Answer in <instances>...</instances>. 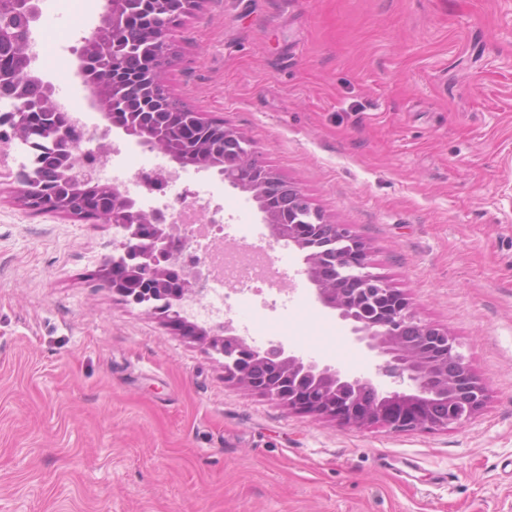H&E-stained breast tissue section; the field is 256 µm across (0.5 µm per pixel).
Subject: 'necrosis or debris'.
Returning <instances> with one entry per match:
<instances>
[{
    "label": "necrosis or debris",
    "mask_w": 512,
    "mask_h": 512,
    "mask_svg": "<svg viewBox=\"0 0 512 512\" xmlns=\"http://www.w3.org/2000/svg\"><path fill=\"white\" fill-rule=\"evenodd\" d=\"M85 161L102 180L125 188L157 212L163 222L183 225L187 233L183 259L189 265L204 268L209 288L206 298L193 309L195 320L223 322L233 309L253 306L256 292L264 288L268 291L264 312L252 314L240 327L246 335H263L268 313L275 312L280 317L276 332L285 331L288 295L276 286L267 249L249 244L248 226L237 228L245 248L225 249L223 206L212 204L210 197L201 192H173L174 182L164 166L153 161L132 164L126 152L119 149L103 156L88 154Z\"/></svg>",
    "instance_id": "1"
}]
</instances>
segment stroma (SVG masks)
<instances>
[{"label":"stroma","mask_w":512,"mask_h":512,"mask_svg":"<svg viewBox=\"0 0 512 512\" xmlns=\"http://www.w3.org/2000/svg\"><path fill=\"white\" fill-rule=\"evenodd\" d=\"M101 0L43 19L77 73ZM171 94L247 133L348 225L419 318L462 343L485 408L394 432L296 413L226 379L222 357L101 285L119 233L38 214L0 180V512H512V0H207L175 29ZM210 192L293 281L284 345L355 375L374 353L316 301L303 255L211 170Z\"/></svg>","instance_id":"35a3bbf8"}]
</instances>
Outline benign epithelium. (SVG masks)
<instances>
[{
	"label": "benign epithelium",
	"mask_w": 512,
	"mask_h": 512,
	"mask_svg": "<svg viewBox=\"0 0 512 512\" xmlns=\"http://www.w3.org/2000/svg\"><path fill=\"white\" fill-rule=\"evenodd\" d=\"M153 2L105 0L101 24L84 40L80 50V71L86 73L98 65L110 43L129 35V31L117 27L121 13L143 12ZM160 2L167 4L174 15L189 16L200 10L206 0ZM24 10L28 24L25 36L20 39L23 63L18 67L10 63L14 43L9 30L14 24L10 17L0 14V87L11 88L21 106L35 99L43 111L59 116L60 134L72 138L85 133L97 138V132H86L79 125L77 114L55 98L52 85L34 74L28 39L39 17L38 0H26ZM135 38L152 42L160 49L145 74L127 78L122 56L114 55L112 69L102 79L90 81L89 90L101 112L105 130L119 129L137 143L169 157L181 168L214 169L231 187L249 194L262 214L271 239L304 252L303 274L314 286L321 305L348 323L353 341L384 360L375 364L374 371L365 377L351 376L336 366L306 358L280 342L265 349L256 348L236 334L228 321L222 327L189 321L185 302L201 300L207 288L198 268L186 267L179 261L175 240L182 233V226L160 223L157 212L144 210L135 198L116 185L111 186L115 204L112 226L121 229V237L114 242V250L116 259L127 260V267L122 283L113 285V290L158 315L159 300L165 296L169 276L178 273L183 282L182 293L173 298L175 311L165 324L222 357L227 378L278 401L293 412L333 418L349 426H379L392 431L446 428L460 425L479 413L487 400L486 381L474 372L457 339L448 330L417 317L404 294L373 271L366 243L347 225L334 224L332 232L320 238L302 234L298 224L282 223L279 212L266 203L270 190L282 184V180L264 164L248 137L234 129H224L226 137L243 144L244 153L227 156L219 163L210 158L203 142L184 157L146 132L119 123L116 108L125 101L126 89L133 84L143 87L153 103H173L163 79L174 56L171 26L156 20L152 14L149 23L136 31ZM20 139V121L1 113L0 157L13 141ZM66 172L75 180L98 183L81 157H68ZM17 183V200L33 212H53L77 219L85 215L62 197L53 196L35 207L31 204V187L25 173H18ZM372 291L390 297L392 310L382 316H368L363 310L364 299ZM407 327L415 329L416 339L407 340L404 334ZM383 377L392 379L401 388H384L380 383ZM435 401L448 405L446 415L435 417L429 412Z\"/></svg>",
	"instance_id": "benign-epithelium-1"
}]
</instances>
